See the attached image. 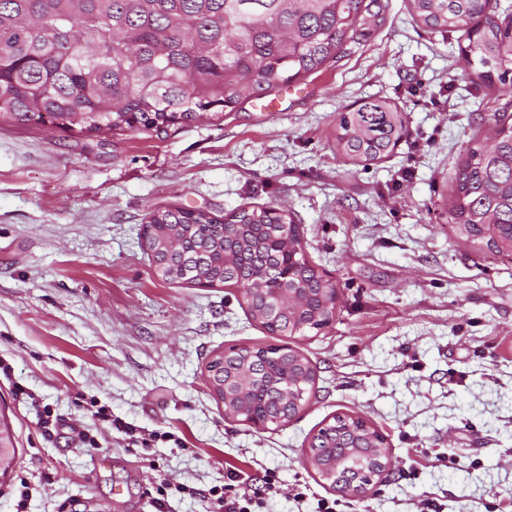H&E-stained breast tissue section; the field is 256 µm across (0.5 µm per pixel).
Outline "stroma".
I'll use <instances>...</instances> for the list:
<instances>
[{
    "label": "stroma",
    "instance_id": "1",
    "mask_svg": "<svg viewBox=\"0 0 512 512\" xmlns=\"http://www.w3.org/2000/svg\"><path fill=\"white\" fill-rule=\"evenodd\" d=\"M345 57L283 85L275 112L247 100L218 119L96 137L0 120V402L18 456L0 512H142L163 483L174 512H208L226 466L240 492L275 471L267 512H507L512 507V258L473 248L446 209L454 174L492 115L512 105L466 77L460 33L429 32L408 0ZM368 97L406 114L385 159L336 153V116ZM288 209L339 289L333 322L290 339L316 369L302 412L278 429L226 421L204 365L265 342L231 289L158 280L140 245L149 210ZM105 410L127 423L111 428ZM387 436L393 470L350 499L304 450L333 416ZM57 419L53 435L41 421ZM304 501L291 497L294 487Z\"/></svg>",
    "mask_w": 512,
    "mask_h": 512
}]
</instances>
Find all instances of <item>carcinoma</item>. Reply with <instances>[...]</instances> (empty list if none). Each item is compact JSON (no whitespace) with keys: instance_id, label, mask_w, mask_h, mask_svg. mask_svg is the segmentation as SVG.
Returning a JSON list of instances; mask_svg holds the SVG:
<instances>
[{"instance_id":"1","label":"carcinoma","mask_w":512,"mask_h":512,"mask_svg":"<svg viewBox=\"0 0 512 512\" xmlns=\"http://www.w3.org/2000/svg\"><path fill=\"white\" fill-rule=\"evenodd\" d=\"M377 0H0V118L90 136L155 131L220 117L246 99L272 94L331 62L362 35ZM490 0H409L415 20L435 33L462 30L471 80L498 83L512 96V20L488 12ZM492 145L468 148L458 166L448 223L455 236L512 257V124L498 119ZM407 133L404 112L367 98L336 118V151L354 164L386 157ZM290 213L241 207L218 217L173 206L151 210L144 246L167 284L235 290L238 304L269 334L303 336L321 326L336 285L306 258ZM315 294L312 306L273 326L265 309L285 271ZM260 365L288 383V372L316 380L297 350L257 345L228 367ZM261 410L289 423L295 408L266 395Z\"/></svg>"}]
</instances>
